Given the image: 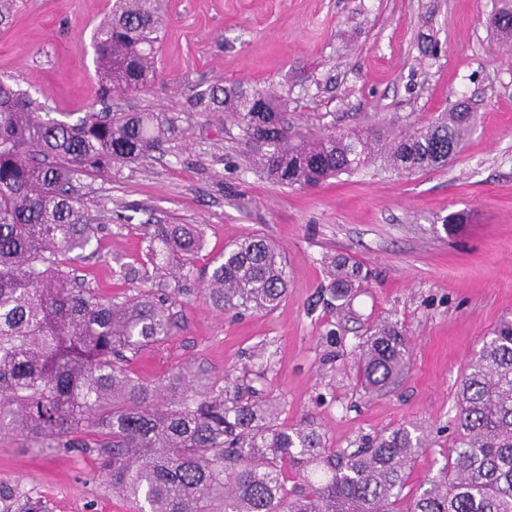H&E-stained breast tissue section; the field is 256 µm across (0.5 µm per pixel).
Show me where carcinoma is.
Wrapping results in <instances>:
<instances>
[{
	"mask_svg": "<svg viewBox=\"0 0 512 512\" xmlns=\"http://www.w3.org/2000/svg\"><path fill=\"white\" fill-rule=\"evenodd\" d=\"M163 0H115L92 37L103 107L74 123L42 115L0 76V431L27 448L98 452L112 489L135 512H512V320L483 338L457 392L456 436L430 488L404 494L411 461L426 450L406 427L329 448L312 419L276 423L264 401L233 400L203 371L179 367L151 385L128 370L176 327L182 278L204 248L198 224H147L146 261L167 271L122 301L104 297L57 263L95 239L80 175L142 160L182 135L163 112H112L109 100L157 79ZM226 112L267 178L306 188L380 163L398 174L445 164L476 113L454 108L425 129L376 127L314 134L288 125L276 93L213 86L191 100ZM206 274L209 297L238 314L270 311L288 291L285 256L259 235L224 247ZM349 297L355 271L335 265ZM410 370L405 333L376 329L357 375L369 394ZM195 390L191 396L190 390ZM295 481L288 485V471Z\"/></svg>",
	"mask_w": 512,
	"mask_h": 512,
	"instance_id": "1",
	"label": "carcinoma"
}]
</instances>
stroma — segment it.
I'll list each match as a JSON object with an SVG mask.
<instances>
[{
  "label": "stroma",
  "mask_w": 512,
  "mask_h": 512,
  "mask_svg": "<svg viewBox=\"0 0 512 512\" xmlns=\"http://www.w3.org/2000/svg\"><path fill=\"white\" fill-rule=\"evenodd\" d=\"M497 0H167L146 92L117 112H165L183 129L152 157L81 177L97 237L75 275L123 296L161 273L143 255L147 224H198L206 246L178 299L179 326L130 371L156 384L179 366L215 388L276 406L284 425L312 416L332 448L401 426L429 443L407 495L448 456L456 393L482 340L512 316V54L488 18ZM0 27V75L52 117L101 109L92 47L112 0H17ZM270 88L291 125L313 132L424 127L456 103L477 122L447 165L398 174L378 167L312 188L287 187L248 164L249 146L220 112L189 101L212 85ZM460 213L454 235L436 231ZM266 236L288 261V295L242 316L209 300L199 266L226 244ZM357 268L351 301L330 303L333 263ZM403 326L411 368L382 396L365 394L358 345L384 321ZM0 483L27 512H134L102 476L97 454L26 448L0 432Z\"/></svg>",
  "instance_id": "obj_1"
}]
</instances>
